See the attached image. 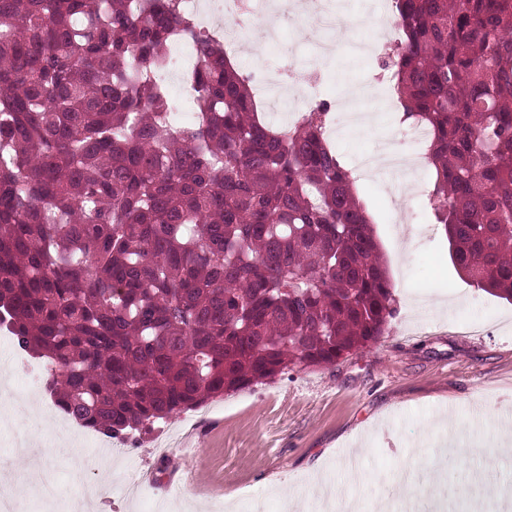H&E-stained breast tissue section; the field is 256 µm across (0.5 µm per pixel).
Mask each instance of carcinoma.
<instances>
[{
  "label": "carcinoma",
  "mask_w": 512,
  "mask_h": 512,
  "mask_svg": "<svg viewBox=\"0 0 512 512\" xmlns=\"http://www.w3.org/2000/svg\"><path fill=\"white\" fill-rule=\"evenodd\" d=\"M393 4L378 64L430 132L450 260L512 301V0ZM330 109L266 124L182 0H0V328L67 416L124 439L379 341L393 285Z\"/></svg>",
  "instance_id": "carcinoma-1"
}]
</instances>
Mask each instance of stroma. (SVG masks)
I'll return each instance as SVG.
<instances>
[{"label":"stroma","mask_w":512,"mask_h":512,"mask_svg":"<svg viewBox=\"0 0 512 512\" xmlns=\"http://www.w3.org/2000/svg\"><path fill=\"white\" fill-rule=\"evenodd\" d=\"M371 28L347 38L325 33L333 46L323 97L352 100L372 112L374 127L352 133L336 112L329 134L349 168L393 141V113L384 110L374 57L356 53ZM430 174L410 190L398 176L361 177L398 314L374 346L335 365L301 368L274 382L209 400L141 435L138 447L104 453L76 436L56 444V419L46 392L33 396L39 420L27 432L28 455H15L16 424L0 426V482L15 485L26 512H68L83 499L87 512H321L317 498H357L364 512L397 508L401 496L421 497L423 480L449 435L462 442L487 438L481 453L458 455L448 481L476 467L512 487V303L467 284L448 255V240L427 206ZM408 470L413 484H394ZM148 472L138 498L131 479ZM58 487L54 501L37 489L45 476Z\"/></svg>","instance_id":"stroma-1"}]
</instances>
